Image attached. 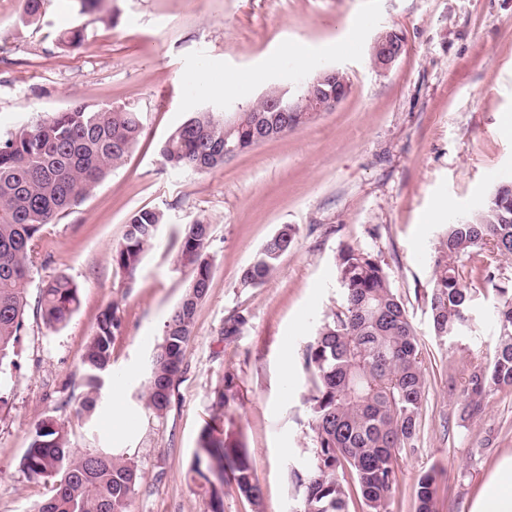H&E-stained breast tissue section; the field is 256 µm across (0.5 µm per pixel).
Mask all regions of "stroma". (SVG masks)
<instances>
[{
  "label": "stroma",
  "mask_w": 512,
  "mask_h": 512,
  "mask_svg": "<svg viewBox=\"0 0 512 512\" xmlns=\"http://www.w3.org/2000/svg\"><path fill=\"white\" fill-rule=\"evenodd\" d=\"M23 0H0V135L74 101L139 112L144 131L118 169L36 242L25 328L0 367V512H36L51 485L20 461L36 424H64L76 448L121 452L141 474L130 512H211L191 473L198 436L225 374H233V433L251 455L260 504L224 490V512H290L293 471L313 462L312 390L304 354L317 326L340 307V250L379 252L417 330L428 395L417 444L396 459L391 512H415L418 477L439 474L442 512H471L496 464L512 454V394L459 418L456 388L471 355L491 349L494 307L512 289V259L494 282L470 279L473 332L450 352L431 330L427 296L449 220H465L512 180V0H103L100 20L77 0H47L37 23L19 22ZM83 26L75 49L60 31ZM394 29L405 50L387 73L370 61L376 35ZM337 68L349 92L308 124L198 173L168 169L161 142L197 111L229 114L268 87L296 88ZM261 71L263 83L213 96L200 71ZM164 213L134 278L112 264L128 218ZM207 221L210 284L197 308L184 366L163 417L138 399L164 324L194 271L177 260L184 227ZM284 224L297 239L272 279L239 284L241 269ZM80 287L62 329L34 304L47 281ZM124 323L93 420L78 412L83 359L103 310ZM237 334L224 333L236 316Z\"/></svg>",
  "instance_id": "35a3bbf8"
}]
</instances>
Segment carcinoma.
<instances>
[{"label": "carcinoma", "mask_w": 512, "mask_h": 512, "mask_svg": "<svg viewBox=\"0 0 512 512\" xmlns=\"http://www.w3.org/2000/svg\"><path fill=\"white\" fill-rule=\"evenodd\" d=\"M45 4L23 0V23L38 21ZM84 39L85 28L78 26L62 32L59 43L75 48ZM279 95L289 98L282 89L271 88L228 118L192 113L162 143L164 164L175 171L205 172L228 161L226 145L240 154L312 120L307 112L263 111L267 99ZM142 132L138 112L75 103L0 138V366L24 327L34 246L43 227L92 195L123 164ZM162 223L164 214L158 210L134 212L122 241L112 249V264L133 277ZM297 233L292 225L280 227L241 270L240 285L265 284L293 248ZM209 238V225L198 220L185 227L179 242L178 259L193 268L194 279L165 324L163 342L139 393L144 407L158 418L171 403L197 307L209 288ZM487 246L499 257H512V185H499L467 221L448 224L440 244L428 303L433 332L450 350L462 349L471 331L474 292L461 259ZM336 270L344 302L325 315L304 356L314 379L309 402L315 448L310 470L294 472L300 493L295 512H350L354 503L359 512H391L396 452L418 437L426 402L421 349L380 254L347 246L339 253ZM79 305L80 287L66 276L40 288L37 310L49 328L65 327ZM495 313L493 352L471 358L460 382L463 421L480 414L489 396L512 391V294L501 291ZM122 328L114 305L101 313L87 345L80 412L88 417L94 415L109 377L112 340ZM233 388L234 377L225 375L194 452L192 471L207 486L212 512H223L226 484L235 485L256 505L262 495L247 449L224 434ZM21 464L29 474L53 483V494L37 512H129L141 479L136 463L123 454L71 447L65 426L52 418L35 426ZM414 493L416 512H438L435 472L420 475Z\"/></svg>", "instance_id": "carcinoma-1"}]
</instances>
